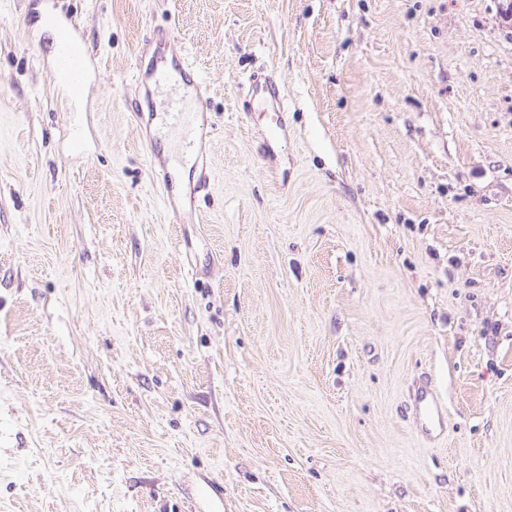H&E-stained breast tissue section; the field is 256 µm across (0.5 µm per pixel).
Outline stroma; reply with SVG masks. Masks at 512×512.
<instances>
[{
  "instance_id": "1",
  "label": "stroma",
  "mask_w": 512,
  "mask_h": 512,
  "mask_svg": "<svg viewBox=\"0 0 512 512\" xmlns=\"http://www.w3.org/2000/svg\"><path fill=\"white\" fill-rule=\"evenodd\" d=\"M500 7L0 0V512H512ZM54 19L91 55L79 100ZM159 30L208 102L180 224L151 159L190 133L154 115L146 146L126 103ZM250 110L258 112H275L271 124L265 129L268 141L277 138L283 130L285 112L284 98L278 88H275L269 80L256 75L251 83V95L249 99ZM416 405L422 428L433 433L440 430L444 421L445 406L428 387H422L416 395Z\"/></svg>"
}]
</instances>
